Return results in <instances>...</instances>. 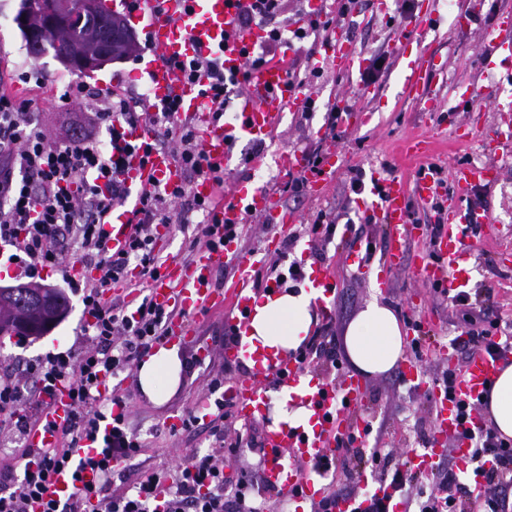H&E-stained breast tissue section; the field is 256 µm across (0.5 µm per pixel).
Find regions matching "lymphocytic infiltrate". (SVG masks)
<instances>
[{
    "label": "lymphocytic infiltrate",
    "instance_id": "1",
    "mask_svg": "<svg viewBox=\"0 0 512 512\" xmlns=\"http://www.w3.org/2000/svg\"><path fill=\"white\" fill-rule=\"evenodd\" d=\"M356 0H338L336 13L309 16L296 12L292 24L282 17L289 0H243L235 18L237 34L260 28L259 47L242 46L244 70L253 73L273 60H287L289 83L304 90L303 109L315 111L316 100L307 94L311 79L322 76L314 64L319 48L336 35V27L351 12ZM309 42L304 58L288 57L295 44ZM189 77L206 74L205 107L214 123L224 121V112L241 81L223 68L222 55L193 58L182 65ZM63 101L85 106L89 125L104 127L106 139L78 134L64 141L52 140L31 114L38 108L34 98L17 99L0 88V242L11 246L7 257L17 275L32 279L53 271L78 298L89 316L82 328L78 349L46 353L42 358L15 368L0 370V437L16 439L11 453L0 458V512H259L254 504V474L245 473L236 482L224 474V458L244 446H255V435H224V377L232 371L224 365L205 375L199 402L188 410L180 427L194 436L206 427L212 439L207 450L190 449L182 458L156 466H139L146 443L131 428L128 401L120 391L102 392V376H127L141 358L166 334L171 311L142 296L136 309L124 299L111 296L114 283L129 271H139L140 284L155 280L163 266L154 250L155 228L170 224L185 214L202 213L190 242L191 252L216 249L242 237L241 226L220 225L218 200L193 196L191 187L200 178H210L216 188L224 186V170L211 164L196 133L192 116L181 113L176 103L153 111L148 94H141L136 107H129L121 89H93L79 79L64 88ZM142 122L163 129L147 151L171 153L183 172V182L171 189L144 191L134 217L135 231L125 249L115 252L107 245L104 229L112 205L123 200L127 186L120 179L122 140L128 127ZM94 270V278L76 276L75 266ZM470 322L467 339H454L466 356L500 352L511 347L494 340L486 324L485 310L473 307L468 294L453 296ZM69 389L71 417L60 431L55 448L32 449L26 436L35 417L29 408L40 405L57 385ZM472 464L481 469L485 484L512 483V442L491 429L470 433ZM495 456L497 464L484 469V460ZM76 465L92 470L94 483L82 485L71 498L58 499L52 475L59 468ZM384 483L397 497L414 494L417 512H502L504 505L479 492L470 502H459L452 493L460 475L448 472L432 478L413 471L408 463L387 468Z\"/></svg>",
    "mask_w": 512,
    "mask_h": 512
}]
</instances>
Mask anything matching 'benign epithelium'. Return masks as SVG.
Segmentation results:
<instances>
[{"label": "benign epithelium", "instance_id": "obj_1", "mask_svg": "<svg viewBox=\"0 0 512 512\" xmlns=\"http://www.w3.org/2000/svg\"><path fill=\"white\" fill-rule=\"evenodd\" d=\"M88 15L97 17L108 31L107 41L102 42L97 36L87 37L77 40L66 51L57 50L58 37L79 29ZM24 17L25 24L47 31V38L37 45V49L57 51L60 63L70 70L97 69L118 60L112 53L115 43L135 47L130 32L114 25L116 17L102 12L100 0H29Z\"/></svg>", "mask_w": 512, "mask_h": 512}]
</instances>
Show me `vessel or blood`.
Here are the masks:
<instances>
[{"label":"vessel or blood","mask_w":512,"mask_h":512,"mask_svg":"<svg viewBox=\"0 0 512 512\" xmlns=\"http://www.w3.org/2000/svg\"><path fill=\"white\" fill-rule=\"evenodd\" d=\"M235 8L229 0H141L134 21L146 22L150 36L151 61L147 66L148 86L155 106L169 101L178 102L182 112L196 116L203 148L211 162L231 168L233 157L228 150L229 140L247 138L265 139L284 109L301 106V94L288 85L284 65L272 63L256 73L239 99V110L233 123L217 125L210 121L203 110L205 99L202 88L206 77L188 79L179 69L180 61L193 56H206L216 50L224 52V67L230 72L243 69V59L234 49L229 33ZM328 60L335 62L338 70L352 71L363 61L352 49L344 34L325 47ZM487 57L501 73V80L491 86L492 99H499L506 87L512 86V12L497 14ZM430 70L426 54H419L408 61L403 89L415 99L418 107L426 112L435 111L436 105L424 94L421 78ZM128 142L135 149L126 153L120 177L127 187L140 190L152 186L174 187L181 183L183 173L179 164L168 153H144L146 143L153 139L150 125L145 123L130 127L125 132ZM432 154L430 141L415 137L406 141L402 157L419 163L415 182L400 177H380L371 172L367 189L359 208L363 217L382 224L387 230V246L380 264L382 273H389L404 262L413 228L410 224V198L418 196L431 202L442 197L444 190L438 185L427 161ZM277 164L280 169L306 179V186L314 196H322L329 188L341 166L336 149H327L322 155L318 174H311L304 152L290 150L281 153ZM498 178L497 170L488 164L461 162L452 170V180L458 195L449 199L441 216V231L430 241L433 260L419 264L422 277L439 288L456 293L467 288L470 282L467 262L470 253L464 239V228L470 224H487L491 221L488 211L479 206L465 205L464 199L477 186L490 185ZM139 203L133 196L114 204L106 226L112 250H123L132 233L130 218ZM251 213L279 225L295 223L296 217L283 211L267 191L252 187L248 182H238L230 198L218 209L221 223H241L244 213ZM237 258L238 274L229 285L216 288L211 275L214 268L223 266L226 255ZM258 253L240 252L235 241H227L218 251L204 250L191 261L169 263L159 277L149 285L155 304L176 309L163 340L164 346H182L195 342L198 358L209 357L211 349L205 342L194 339V331L186 316L190 313L215 312L223 314L229 335L224 342L222 356L225 363H248V371L236 378L227 390L236 414L245 422L264 420L269 407L270 389L289 392L291 397L307 405L312 416L309 426L292 427L281 423L266 425L262 432L263 483L276 489L291 501H302L325 490L326 480L332 476L329 468L318 467L319 459H332L337 435L358 434L367 438L370 422L362 417L366 385L356 375L343 374L338 383L320 378L314 371L304 369L292 358L273 357L251 349L246 326L255 302L251 285L252 271L259 265ZM308 279L322 295H330L336 279L331 265L311 266ZM501 359L499 355L478 353L469 358L457 372L455 392H447L424 374L413 359H406L400 376L403 383L430 392L433 401L434 434L430 446L411 453L410 464L414 469H430L442 450L438 437H454L453 451L463 477L473 490H480L481 475L471 467V448L464 430L480 427L479 417L460 421L458 402L481 403L485 391L495 380ZM48 425L33 428L27 436L32 448H51L57 440L56 429L67 422L70 398L66 387H58L47 400Z\"/></svg>","instance_id":"1"}]
</instances>
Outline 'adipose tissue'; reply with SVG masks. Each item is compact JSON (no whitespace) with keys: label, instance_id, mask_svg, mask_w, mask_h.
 <instances>
[{"label":"adipose tissue","instance_id":"obj_1","mask_svg":"<svg viewBox=\"0 0 512 512\" xmlns=\"http://www.w3.org/2000/svg\"><path fill=\"white\" fill-rule=\"evenodd\" d=\"M316 289L302 287L256 299L248 323L251 347L273 355L296 351L317 322ZM404 330L390 307L374 300L350 322L344 344L352 363L367 374L391 370L403 354ZM183 366L176 349L159 348L140 366L138 385L154 403H163L179 387ZM486 417L493 429L512 437V362L501 365L484 399Z\"/></svg>","mask_w":512,"mask_h":512}]
</instances>
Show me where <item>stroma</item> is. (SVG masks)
I'll return each instance as SVG.
<instances>
[{"instance_id": "obj_1", "label": "stroma", "mask_w": 512, "mask_h": 512, "mask_svg": "<svg viewBox=\"0 0 512 512\" xmlns=\"http://www.w3.org/2000/svg\"><path fill=\"white\" fill-rule=\"evenodd\" d=\"M386 2L388 10L382 14L376 10L374 0H359L357 9L344 21L349 39L362 57L384 58L381 72L368 82L361 71L343 74L333 62H326L323 76L313 82L318 99L316 111L309 115L298 108L285 111L263 143L261 165L246 164L245 158L252 152L254 143L238 140L232 149L236 165L225 172L224 186L232 188L237 180L243 179L268 190L285 182L287 176L275 162L277 155L291 149L306 152L318 146L326 130L331 96L347 98L358 107L371 110L368 125L344 130L336 140L335 147L344 157V166L324 197L309 194L298 199L279 197V204L299 217L297 223L283 229L281 239L293 244L290 259L307 266L325 261L334 263L336 286L330 298L329 325L336 338H343L349 322L376 298L388 305L401 322L411 319L422 322L424 342L447 344L455 337L466 336L468 326L458 307L436 294L414 267L418 257L428 251L424 227L433 223V211L419 199H412L411 219L420 229L409 243L407 262L392 271L387 277V287L381 288L375 286L371 273L359 275L346 261L348 250L365 252L372 272L379 265L386 240L383 225L364 222L357 203L347 200V186L356 173L386 165L393 167L395 175L412 178L414 170L400 158L398 150L405 139L414 135H430L439 141L440 150L433 161L447 170L462 160H493L500 170L499 180L478 189L481 203L493 221L467 234L468 243L476 247L470 261L471 293L483 303L490 319L497 321V336L512 337V142L502 136L503 130L512 125V112L505 109L506 104L512 103V96L501 95L499 104H486L480 112L456 109L458 94L464 87L487 86L493 80L494 71L486 67L483 51L495 16L501 11H511L512 0H486L482 15L468 26L456 22L466 0H431L435 12L431 19L420 14V0H410L411 7L406 11L401 10L399 0ZM19 4L20 0H0V59L6 64L0 75L15 97L39 100L35 119L53 139L60 140L80 130L79 106L64 104L59 99L74 74L54 55L37 59L29 54L14 21ZM420 28L427 31L426 53L434 61V71L425 82L427 92L438 104L434 112L421 111L402 89L405 63L412 50L405 35ZM148 59V54H134L86 74L84 80L93 87L118 80L136 96L148 89L143 75ZM31 70L37 73V80H21V72ZM463 126L472 130L473 139L469 146L459 147L454 140ZM321 210L335 215L338 224H352V234L335 235L330 243L314 247L311 223ZM82 322V305L77 298H70L65 318L47 333L27 337L22 343L13 336H0V359L10 357L22 363L49 351L79 348ZM201 373L198 367L183 373L177 391L161 405L142 394L137 374H130L124 380L122 387L132 403L131 425L146 435V454L151 463L176 459L191 446L209 448L207 434L189 440L185 435L171 433L167 425L169 417L194 406L201 388ZM366 382L372 432L362 450L350 447L341 452L333 481V489L339 494L363 489L357 474L359 454L368 455L378 448L391 454L393 461L401 462L408 449L423 447L432 431L427 392L404 385L398 369L369 376Z\"/></svg>"}]
</instances>
